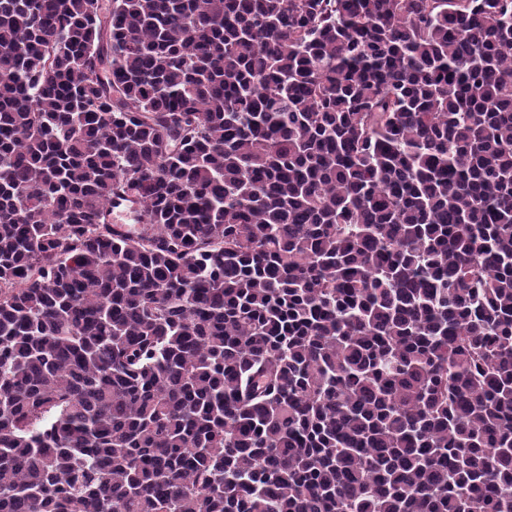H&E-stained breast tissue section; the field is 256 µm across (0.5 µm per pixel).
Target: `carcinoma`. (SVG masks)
Instances as JSON below:
<instances>
[{"label": "carcinoma", "instance_id": "obj_1", "mask_svg": "<svg viewBox=\"0 0 512 512\" xmlns=\"http://www.w3.org/2000/svg\"><path fill=\"white\" fill-rule=\"evenodd\" d=\"M0 512H512V0H0Z\"/></svg>", "mask_w": 512, "mask_h": 512}]
</instances>
